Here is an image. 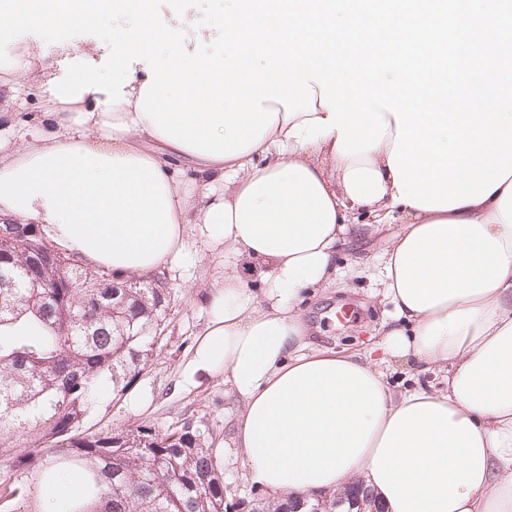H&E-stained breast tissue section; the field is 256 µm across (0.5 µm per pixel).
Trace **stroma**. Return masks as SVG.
<instances>
[{"label": "stroma", "mask_w": 512, "mask_h": 512, "mask_svg": "<svg viewBox=\"0 0 512 512\" xmlns=\"http://www.w3.org/2000/svg\"><path fill=\"white\" fill-rule=\"evenodd\" d=\"M201 249L199 239L188 236L182 261L163 266L172 301L155 354L121 398H114L111 382H103L83 426L94 432L146 424L163 431L187 421L207 422L220 445L217 466L224 475L225 498L235 504L257 496L243 481L240 463L223 446L230 437L229 424L237 405L225 398L223 378L215 377L192 388L185 386L182 378L184 363L206 325L204 297L222 270L220 257L199 262ZM374 288L370 279H348L304 297L300 309L310 334L329 346H360L381 327L392 309L391 304L373 299Z\"/></svg>", "instance_id": "35a3bbf8"}]
</instances>
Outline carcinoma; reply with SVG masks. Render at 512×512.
<instances>
[{"mask_svg":"<svg viewBox=\"0 0 512 512\" xmlns=\"http://www.w3.org/2000/svg\"><path fill=\"white\" fill-rule=\"evenodd\" d=\"M6 230L13 252L46 257L39 226ZM42 266L55 287L33 288L13 263H0V466L22 467L0 481V512H44L40 480L63 471L81 474L92 501L62 500L56 512H226L207 424L82 429L96 384L108 376L122 393L137 364L153 356L148 334L158 332L170 302L161 277L101 311L83 306V268L55 259Z\"/></svg>","mask_w":512,"mask_h":512,"instance_id":"cac0c4a2","label":"carcinoma"}]
</instances>
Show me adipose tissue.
<instances>
[{"label": "adipose tissue", "instance_id": "adipose-tissue-1", "mask_svg": "<svg viewBox=\"0 0 512 512\" xmlns=\"http://www.w3.org/2000/svg\"><path fill=\"white\" fill-rule=\"evenodd\" d=\"M33 37L0 57V102L37 89L51 132L0 139V220L46 229L68 252L142 275L179 261L187 233L222 254L223 280L184 365L186 384L223 377L241 408L231 448L252 488L279 500L356 483L385 512H512V178L452 210L395 202L388 165L397 127L370 153H338L337 133L301 145L276 119L247 152L214 159L160 138L136 108L148 75L136 65L125 103L50 94ZM372 225L378 284L393 310L377 346L349 352L309 341L302 293L345 278L334 254ZM403 366L434 383L396 391Z\"/></svg>", "mask_w": 512, "mask_h": 512}]
</instances>
